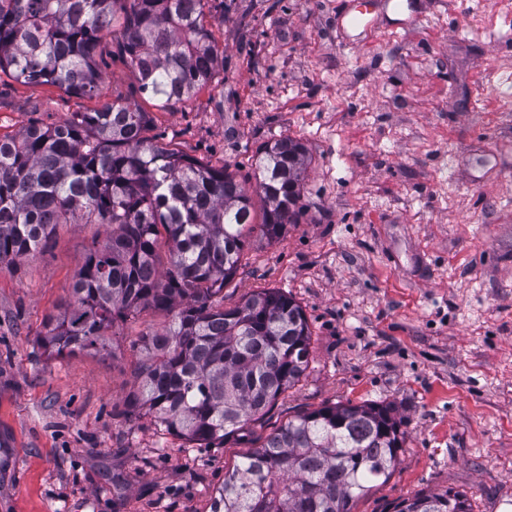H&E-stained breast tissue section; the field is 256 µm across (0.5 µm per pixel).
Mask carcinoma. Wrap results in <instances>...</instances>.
Returning <instances> with one entry per match:
<instances>
[{
    "instance_id": "carcinoma-1",
    "label": "carcinoma",
    "mask_w": 512,
    "mask_h": 512,
    "mask_svg": "<svg viewBox=\"0 0 512 512\" xmlns=\"http://www.w3.org/2000/svg\"><path fill=\"white\" fill-rule=\"evenodd\" d=\"M209 0H0V71L27 83L94 95L98 42L125 15L119 50L161 107L216 83L224 50L207 28ZM136 101L73 112L0 138V268L40 252L59 224H108L88 250L70 298L41 337L51 354L102 352L109 331L153 310L170 316L142 340L119 412L146 415L190 443L225 440L261 422L309 368L311 331L292 297L262 289L216 303L257 233L278 240L299 215L303 145H266L249 189L146 136ZM263 202L256 222L252 195ZM391 406L336 404L300 413L224 474L211 512H351L391 477L404 447ZM395 512H470L467 494L420 492Z\"/></svg>"
}]
</instances>
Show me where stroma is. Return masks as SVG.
<instances>
[{"label":"stroma","mask_w":512,"mask_h":512,"mask_svg":"<svg viewBox=\"0 0 512 512\" xmlns=\"http://www.w3.org/2000/svg\"><path fill=\"white\" fill-rule=\"evenodd\" d=\"M220 0L207 23L223 80L158 107L118 50L97 46L94 96L0 72V137L73 112L138 101L152 134L254 183L266 143L307 150L302 213L253 237L224 289L231 307L277 288L303 307L306 377L245 437L195 448L118 411L143 311L109 354L38 342L105 224H61L48 248L0 270V512H210L224 474L276 426L335 404L396 405L395 472L352 512H394L421 491L466 492L472 512H512V0Z\"/></svg>","instance_id":"35a3bbf8"}]
</instances>
